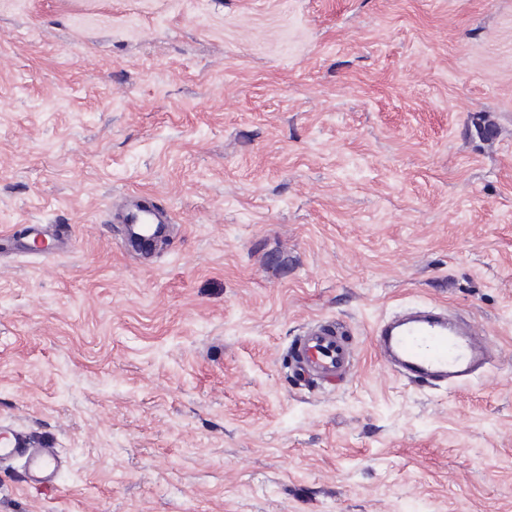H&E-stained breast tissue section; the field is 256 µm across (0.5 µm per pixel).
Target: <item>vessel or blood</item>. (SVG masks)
Listing matches in <instances>:
<instances>
[{"mask_svg": "<svg viewBox=\"0 0 512 512\" xmlns=\"http://www.w3.org/2000/svg\"><path fill=\"white\" fill-rule=\"evenodd\" d=\"M129 231L154 243L165 238L173 224L166 211L145 199L128 203L121 215ZM45 240L44 254H52L58 236L41 224H30L12 238L9 250L27 254L33 240ZM376 352L382 363L405 380L431 387L454 388L489 368L494 347L486 332L446 312H397L373 331ZM288 356L298 374L314 386L347 378L356 352L347 327L339 321L317 318L294 336ZM25 456L30 479L54 483L65 459L56 448L31 447L18 430H0V460Z\"/></svg>", "mask_w": 512, "mask_h": 512, "instance_id": "obj_1", "label": "vessel or blood"}]
</instances>
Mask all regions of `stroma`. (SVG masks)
I'll use <instances>...</instances> for the list:
<instances>
[{"label":"stroma","instance_id":"obj_1","mask_svg":"<svg viewBox=\"0 0 512 512\" xmlns=\"http://www.w3.org/2000/svg\"><path fill=\"white\" fill-rule=\"evenodd\" d=\"M120 194L170 211L151 257ZM0 512H512V0H0ZM446 306L498 361L458 389L381 363ZM356 365L289 366L315 318ZM44 226L45 225L43 224H27L23 234L13 237L8 244L5 245L4 250L9 249L22 254H28L30 252L38 253L31 247L29 241L33 240V242H35L36 239L42 240L45 238L47 240V245L38 254H52L57 247L58 235L56 233H52ZM4 250H2V252ZM288 358L305 382L321 387L347 378L353 371L356 352L342 322L317 318L293 337L288 346ZM0 425V461L14 455L26 457L30 480L40 484L54 483L65 459L57 448H29L27 437L16 429ZM3 439V443H1Z\"/></svg>","mask_w":512,"mask_h":512}]
</instances>
